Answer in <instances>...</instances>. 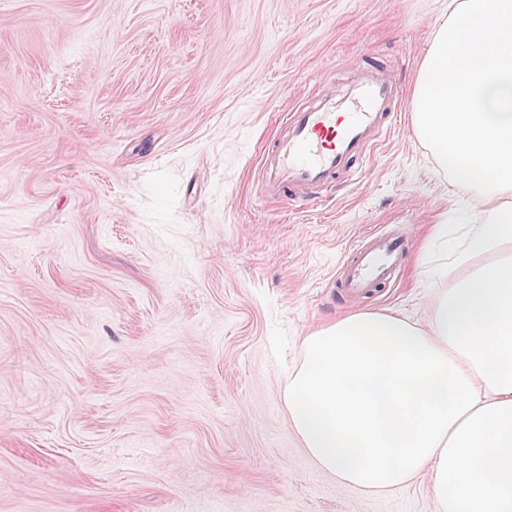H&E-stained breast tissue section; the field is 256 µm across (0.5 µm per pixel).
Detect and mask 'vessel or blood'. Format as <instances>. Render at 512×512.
<instances>
[{
    "mask_svg": "<svg viewBox=\"0 0 512 512\" xmlns=\"http://www.w3.org/2000/svg\"><path fill=\"white\" fill-rule=\"evenodd\" d=\"M397 98L398 88L384 72L368 70L344 102L325 94L288 113L273 146L262 154L265 197L299 200L331 185L385 139ZM407 248L395 228L363 236L337 266V286L351 296L373 294L391 280Z\"/></svg>",
    "mask_w": 512,
    "mask_h": 512,
    "instance_id": "b4317fda",
    "label": "vessel or blood"
}]
</instances>
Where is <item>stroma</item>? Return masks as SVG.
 <instances>
[{
    "label": "stroma",
    "mask_w": 512,
    "mask_h": 512,
    "mask_svg": "<svg viewBox=\"0 0 512 512\" xmlns=\"http://www.w3.org/2000/svg\"><path fill=\"white\" fill-rule=\"evenodd\" d=\"M449 0H0V512H436L430 478L339 487L290 431L315 326L426 322L432 225L481 209L417 138ZM404 90L357 173L258 191L287 112L365 67ZM412 261L332 283L365 234ZM408 240L396 228L363 236L336 268V285L347 295L367 296L389 282L403 261Z\"/></svg>",
    "instance_id": "35a3bbf8"
}]
</instances>
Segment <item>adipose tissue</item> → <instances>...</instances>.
<instances>
[{"instance_id":"ef3b65f1","label":"adipose tissue","mask_w":512,"mask_h":512,"mask_svg":"<svg viewBox=\"0 0 512 512\" xmlns=\"http://www.w3.org/2000/svg\"><path fill=\"white\" fill-rule=\"evenodd\" d=\"M413 126L482 220L434 225L426 326L357 311L305 336L288 424L341 485L386 493L427 472L437 512H512V0H450Z\"/></svg>"}]
</instances>
